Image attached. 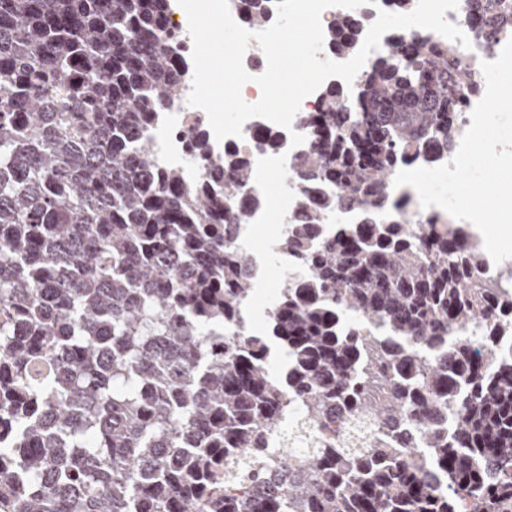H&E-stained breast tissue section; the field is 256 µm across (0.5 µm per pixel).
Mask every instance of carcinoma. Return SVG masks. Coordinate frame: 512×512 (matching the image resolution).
<instances>
[{
    "label": "carcinoma",
    "mask_w": 512,
    "mask_h": 512,
    "mask_svg": "<svg viewBox=\"0 0 512 512\" xmlns=\"http://www.w3.org/2000/svg\"><path fill=\"white\" fill-rule=\"evenodd\" d=\"M267 2L239 8L262 27ZM486 7L473 39L491 51L512 0ZM169 10L0 0V512H512V296L476 286L483 249L456 225L377 216L398 166L451 153L469 69L400 36L304 117L300 176L335 192L302 195L284 243L304 275L266 315L325 440L286 454L264 446L289 412L267 345L234 333L252 289L231 225L250 223L254 171L229 151L216 186L201 130L189 188L133 145L190 75ZM360 37L351 11L324 30L338 55ZM340 209L358 222L315 246ZM335 409L388 435L350 448Z\"/></svg>",
    "instance_id": "carcinoma-1"
}]
</instances>
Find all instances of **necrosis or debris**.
I'll use <instances>...</instances> for the list:
<instances>
[{
  "label": "necrosis or debris",
  "mask_w": 512,
  "mask_h": 512,
  "mask_svg": "<svg viewBox=\"0 0 512 512\" xmlns=\"http://www.w3.org/2000/svg\"><path fill=\"white\" fill-rule=\"evenodd\" d=\"M322 94L314 92L301 103V113L295 116L292 129L276 126L269 120L261 117L249 119L243 126L242 137H229L220 142H212L210 161L220 163L225 150H233L244 155L256 174L253 188L260 202L252 211V221L248 224L235 226L233 230L236 245L244 250L252 251L253 265L250 271L251 283L259 287L263 284V274L268 259H275L284 280H291L300 273L298 265L289 256L287 249L282 245L279 237L268 240L263 249L253 247L251 232L253 225L274 222L285 225L297 211V192L295 190L296 178L300 169L301 158L311 149V141H304L301 145L291 146V132H304L303 115L307 112L317 111ZM208 119L204 111L189 107L186 97L175 100L172 108L165 112L160 123L152 129V144L160 163L166 167L182 169L188 183H196L202 170L201 164L193 157L191 150V137L196 127L207 125ZM275 132L278 144L267 148L255 141V133L259 129ZM276 167L281 173L279 194L281 205L278 211H271L268 199V190L263 175L269 167Z\"/></svg>",
  "instance_id": "necrosis-or-debris-1"
}]
</instances>
